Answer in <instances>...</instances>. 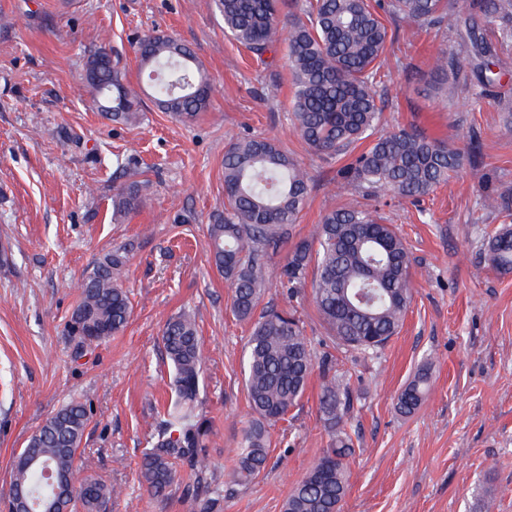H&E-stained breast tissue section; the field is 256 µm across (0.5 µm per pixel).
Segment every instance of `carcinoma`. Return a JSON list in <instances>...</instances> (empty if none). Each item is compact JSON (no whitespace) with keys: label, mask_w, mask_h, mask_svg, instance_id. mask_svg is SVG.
<instances>
[{"label":"carcinoma","mask_w":512,"mask_h":512,"mask_svg":"<svg viewBox=\"0 0 512 512\" xmlns=\"http://www.w3.org/2000/svg\"><path fill=\"white\" fill-rule=\"evenodd\" d=\"M224 34L257 59L283 48L294 87L291 122L318 156H350L336 174L337 195L354 189L365 196L390 190L419 200L448 181L464 156L448 144L412 128L378 130V88L387 46L393 42L381 14L400 22L411 40L424 29L444 25L465 30L458 48L482 87L497 81V45L512 42V0H470L463 18L456 0H214ZM497 27L496 42L479 33L477 19ZM141 67L158 109L189 121L207 110L213 88L195 53L184 43L148 34L137 41ZM84 77L98 95V108L116 122L138 118L140 94L112 63L107 45L88 57ZM370 140L361 152L351 147ZM143 188L129 184L112 196L117 218L146 202ZM311 191L305 168L274 140L244 135L224 152V212L207 227L208 248L217 272L232 291L235 317L251 324L244 364L248 401L255 418L244 431L235 465L224 485L254 480L265 468L271 445L267 426L286 419L296 407L314 369L310 339L295 315L274 307L259 309L267 288L269 251L289 237ZM485 258L501 272H512V227L483 239ZM126 257L110 252L95 261L80 282L79 303L68 332L85 346L119 333L131 304L117 278ZM313 277H308V273ZM290 290L311 279L314 304L336 344L372 355L395 336L410 308L413 287L406 243L358 200L329 210L311 238L295 244L282 268ZM173 371L174 398L143 452L139 476L147 491L162 497L172 486L179 461L198 464L208 447L211 426L199 414L204 364L196 320L182 312L168 320L162 335ZM337 359L322 357L319 411L330 441L310 471L292 487L284 512H340L348 490L347 459L355 453L345 427L353 408L348 383L336 373ZM430 376L423 370L398 396L404 414L424 400ZM89 417L84 404L60 408L30 437L15 458L9 494L27 491L33 512L52 495L47 473L75 476L81 440ZM117 489L86 478L70 489L65 512H107ZM220 498L191 495L192 512H218Z\"/></svg>","instance_id":"obj_1"}]
</instances>
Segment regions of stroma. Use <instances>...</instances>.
<instances>
[{
	"label": "stroma",
	"mask_w": 512,
	"mask_h": 512,
	"mask_svg": "<svg viewBox=\"0 0 512 512\" xmlns=\"http://www.w3.org/2000/svg\"><path fill=\"white\" fill-rule=\"evenodd\" d=\"M154 33L195 51L213 86L209 109L185 124L152 102L137 122L115 123L85 84L89 54L107 44L131 85L144 79L136 41ZM456 31L429 27L389 46L382 69L381 123L414 124L465 152H477L448 183L414 203L386 192L384 223L405 238L413 298L400 333L377 357L338 352L350 378L349 460L341 512H512V273L479 250L500 228L485 196L512 207V43L499 53V97H484L467 59L456 76L432 68L436 47L454 50ZM293 88L283 52L257 60L224 35L213 0H0V501L13 461L48 417L83 402L89 421L77 476L116 486L111 512H189L188 488L220 495L223 512H282L294 483L329 438L320 419L319 375L292 417L270 427L265 469L249 485L225 487L251 418L243 382L250 325L231 312V290L213 269L206 226L224 209V151L250 132L274 139L312 178L290 236L267 258L264 303L293 311L316 354L332 349L310 288L289 294L280 270L338 200L336 160L311 152L290 121ZM146 185L145 206L112 216L117 186ZM127 254L119 276L132 314L97 346L79 349L66 324L78 284L94 260ZM194 314L204 352L200 413L212 433L210 482L195 484L179 463L167 496L150 495L139 463L159 412L169 404L172 368L166 322ZM430 388L405 415L397 397L422 368Z\"/></svg>",
	"instance_id": "35a3bbf8"
}]
</instances>
